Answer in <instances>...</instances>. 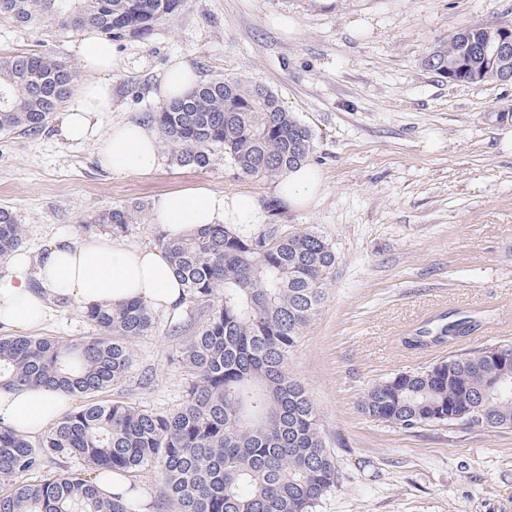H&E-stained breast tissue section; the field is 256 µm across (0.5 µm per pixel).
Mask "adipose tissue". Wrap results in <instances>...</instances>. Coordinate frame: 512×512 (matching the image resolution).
Returning <instances> with one entry per match:
<instances>
[{
  "mask_svg": "<svg viewBox=\"0 0 512 512\" xmlns=\"http://www.w3.org/2000/svg\"><path fill=\"white\" fill-rule=\"evenodd\" d=\"M78 51L83 68L98 78L81 85L71 97L61 135L70 142L97 139L99 159L112 173L150 176L159 158L155 128L126 121L101 133L91 122L93 113L112 108V87L101 79L116 65L111 42L89 30ZM319 186L317 172L303 166L281 179L276 194L287 203L305 205ZM154 218L169 235L186 234L207 224L241 226L263 221L254 196L227 195L205 186L165 194L155 206ZM183 295L175 269L161 248L133 246L118 236L63 239L50 247L36 267L24 252L10 256L7 272L0 274V328L22 331L38 325L52 297L83 309L139 300L166 311L178 307ZM70 409L69 394L60 390H0V422L31 437L53 427Z\"/></svg>",
  "mask_w": 512,
  "mask_h": 512,
  "instance_id": "obj_1",
  "label": "adipose tissue"
}]
</instances>
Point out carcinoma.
<instances>
[{"label":"carcinoma","mask_w":512,"mask_h":512,"mask_svg":"<svg viewBox=\"0 0 512 512\" xmlns=\"http://www.w3.org/2000/svg\"><path fill=\"white\" fill-rule=\"evenodd\" d=\"M183 0H0V19L57 36L87 29L110 40L144 33L177 13ZM491 26L469 29L470 67L480 82H497L478 47ZM465 47L448 37L432 70L440 72ZM76 70L38 53L0 57V135L37 133L70 96ZM180 166L208 168L222 154L246 176L282 177L307 164L314 151L308 125L278 96L235 78L204 80L184 98L146 115ZM135 209L102 211L90 223L115 234ZM23 228L0 208V259L18 251ZM189 302L203 322L177 348L191 377L184 406L156 413L92 397L121 382L132 363L129 341L154 328V315L134 300L87 309L95 334L0 336V388L42 386L90 402L67 413L34 443L0 425V512H139L121 493L94 483L110 473L134 479L157 471L165 483L158 512H314L337 481L317 410L288 361L317 313L337 257L309 227L291 232L267 224L250 235L224 224L187 235H163ZM486 323L480 311L440 312L402 338L408 350L470 336ZM512 375L490 347L450 355L421 372L373 385L361 401L370 418L415 429L475 414L484 429H512V392L491 386ZM78 457L86 471L52 476L51 464ZM37 479H32V476Z\"/></svg>","instance_id":"carcinoma-1"}]
</instances>
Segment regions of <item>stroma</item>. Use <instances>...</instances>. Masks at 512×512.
<instances>
[{
  "label": "stroma",
  "instance_id": "obj_1",
  "mask_svg": "<svg viewBox=\"0 0 512 512\" xmlns=\"http://www.w3.org/2000/svg\"><path fill=\"white\" fill-rule=\"evenodd\" d=\"M512 22V0H184L174 17L117 41L112 109L99 130L158 110L156 93L174 61L200 79L233 76L269 88L315 137V199L279 202L275 180L241 175L224 156L198 170L159 151L147 178L102 166L95 141L70 143L53 118L36 134L0 136V207L24 230L39 262L61 237L83 236L92 212L137 206L124 234L157 244L152 208L196 184L249 193L265 223L313 227L338 257L325 300L289 362L318 414L336 459V486L315 512H512V429L436 423L404 430L367 417L368 388L480 346L512 344V124L491 114L512 105V85L453 84L426 58L449 35ZM80 34L34 33L0 20V55L37 50L78 67ZM80 71L78 81L88 80ZM450 309L492 320L465 343L424 351L400 339ZM194 308L155 311L152 333L130 342L132 367L104 400L169 413L190 377L171 320ZM38 336L93 335L83 311L50 299Z\"/></svg>",
  "mask_w": 512,
  "mask_h": 512
}]
</instances>
